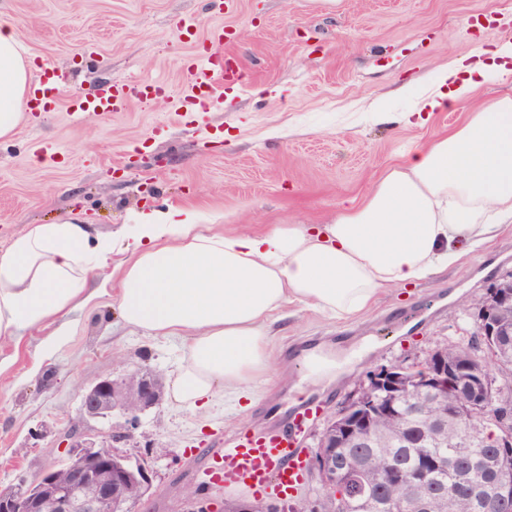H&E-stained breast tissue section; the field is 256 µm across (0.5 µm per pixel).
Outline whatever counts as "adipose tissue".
I'll return each instance as SVG.
<instances>
[{"mask_svg":"<svg viewBox=\"0 0 512 512\" xmlns=\"http://www.w3.org/2000/svg\"><path fill=\"white\" fill-rule=\"evenodd\" d=\"M491 63L443 67L425 112L465 110L451 134L408 153L364 202L326 224H277L259 231L203 228L187 208L152 211L100 238L72 218L30 224L0 249V341L20 347L37 330L45 355L71 334L68 316L97 298L93 279L118 284L123 322L151 336L179 337L186 358L171 379L174 403L198 409L219 392L254 400L257 382L278 370L269 347L286 305L345 320L368 310L382 289L439 275L512 224V97L472 110L490 79L512 75L498 48ZM13 27L0 22V141L27 122L40 89Z\"/></svg>","mask_w":512,"mask_h":512,"instance_id":"adipose-tissue-1","label":"adipose tissue"}]
</instances>
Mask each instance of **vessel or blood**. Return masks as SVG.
I'll use <instances>...</instances> for the list:
<instances>
[{
	"mask_svg": "<svg viewBox=\"0 0 512 512\" xmlns=\"http://www.w3.org/2000/svg\"><path fill=\"white\" fill-rule=\"evenodd\" d=\"M189 76L192 90L198 91L203 101L223 94L242 79L239 71L223 67L210 56L193 64ZM154 93L149 85L120 87L95 100L77 103L75 109L111 113L122 109L131 98L148 100ZM321 403V398L309 399L302 407L287 413L283 420H267L260 432L217 440L210 450L205 477L211 484L224 488L245 482L261 497L295 488L303 475L299 440L317 417Z\"/></svg>",
	"mask_w": 512,
	"mask_h": 512,
	"instance_id": "obj_1",
	"label": "vessel or blood"
}]
</instances>
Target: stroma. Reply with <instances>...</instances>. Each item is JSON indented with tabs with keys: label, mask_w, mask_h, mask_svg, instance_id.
I'll use <instances>...</instances> for the list:
<instances>
[{
	"label": "stroma",
	"mask_w": 512,
	"mask_h": 512,
	"mask_svg": "<svg viewBox=\"0 0 512 512\" xmlns=\"http://www.w3.org/2000/svg\"><path fill=\"white\" fill-rule=\"evenodd\" d=\"M36 68L56 67L45 111L32 112L0 142V248L28 224L79 214L101 235L138 223L141 213L189 207L202 224L261 230L275 224H324L360 203L405 150L453 132L463 112H436L421 126L378 116L379 107L416 109L436 85L437 67L512 42V0H0ZM233 58L241 88L201 110L184 95L188 68L202 53ZM165 85L150 101L119 112L76 114L72 104L114 85ZM512 273V224L462 263L412 287L384 290L368 311L335 321L301 308L278 323L276 380L248 406L216 397L198 410L163 398L141 415L117 449L148 462L151 488L141 512H175L186 489L233 498L238 488L206 486L201 449L214 436L257 429L258 406L291 405L290 388L325 396L333 411L354 380L378 364L413 361L446 338L468 342L487 286ZM74 333L27 379L30 336L0 377V489L66 461L70 430L105 439L125 419H85L82 391L129 367L171 376L185 351L180 339L126 326L112 297L71 316ZM375 337L373 353L346 360L337 382L311 364L296 370L295 349ZM49 427L39 437L41 427Z\"/></svg>",
	"instance_id": "stroma-1"
}]
</instances>
